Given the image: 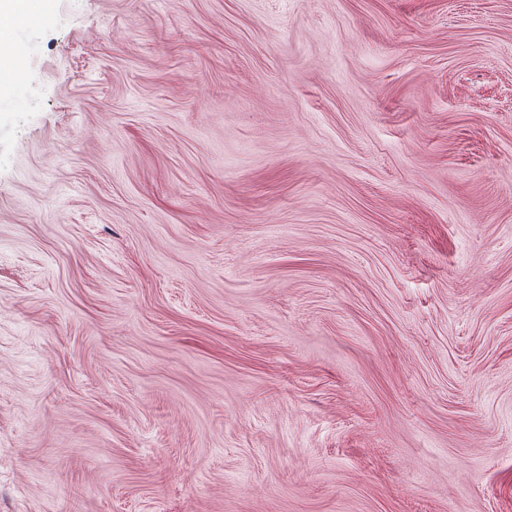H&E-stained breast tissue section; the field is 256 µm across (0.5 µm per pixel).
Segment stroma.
<instances>
[{"label":"stroma","mask_w":512,"mask_h":512,"mask_svg":"<svg viewBox=\"0 0 512 512\" xmlns=\"http://www.w3.org/2000/svg\"><path fill=\"white\" fill-rule=\"evenodd\" d=\"M0 99V512H512V0H54Z\"/></svg>","instance_id":"35a3bbf8"}]
</instances>
